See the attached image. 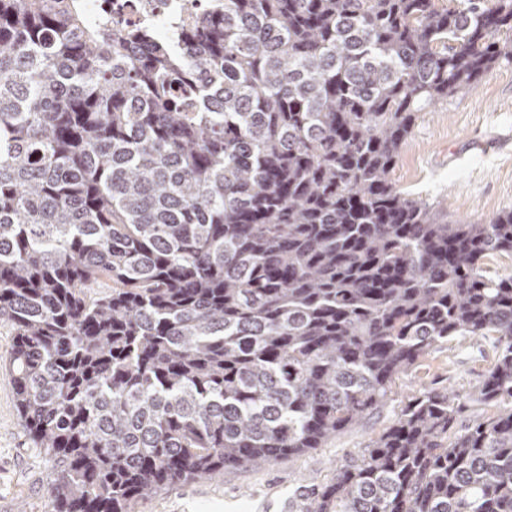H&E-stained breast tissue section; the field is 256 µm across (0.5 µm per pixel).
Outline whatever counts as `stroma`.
<instances>
[{
  "mask_svg": "<svg viewBox=\"0 0 512 512\" xmlns=\"http://www.w3.org/2000/svg\"><path fill=\"white\" fill-rule=\"evenodd\" d=\"M391 180L445 224H482L512 211V62L495 65L467 93L419 112ZM13 340L12 328L0 323V512H49L52 467L17 410L8 367ZM495 356L493 339L456 338L399 374L377 414L325 447L256 470L162 487L136 512H281L296 490L318 491L337 465L361 458L409 397L425 387L467 395Z\"/></svg>",
  "mask_w": 512,
  "mask_h": 512,
  "instance_id": "obj_1",
  "label": "stroma"
}]
</instances>
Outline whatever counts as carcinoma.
Segmentation results:
<instances>
[{"label":"carcinoma","instance_id":"1","mask_svg":"<svg viewBox=\"0 0 512 512\" xmlns=\"http://www.w3.org/2000/svg\"><path fill=\"white\" fill-rule=\"evenodd\" d=\"M511 32L512 0H217L173 37L0 0V321L50 512L322 448L457 336L512 402V212L437 224L390 180ZM464 406L419 391L305 512H512V405ZM504 406H508V401L496 404L492 403L489 405L467 402L463 412L460 414L458 420V428L471 426L474 422L478 420H482L483 418L492 416L500 408H503Z\"/></svg>","mask_w":512,"mask_h":512}]
</instances>
